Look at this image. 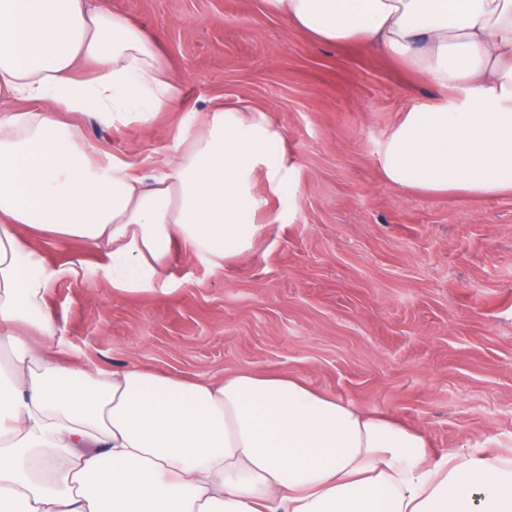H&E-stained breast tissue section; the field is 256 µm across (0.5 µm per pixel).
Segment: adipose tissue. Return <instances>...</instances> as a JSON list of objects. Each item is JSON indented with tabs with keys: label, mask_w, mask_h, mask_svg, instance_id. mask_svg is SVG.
<instances>
[{
	"label": "adipose tissue",
	"mask_w": 512,
	"mask_h": 512,
	"mask_svg": "<svg viewBox=\"0 0 512 512\" xmlns=\"http://www.w3.org/2000/svg\"><path fill=\"white\" fill-rule=\"evenodd\" d=\"M263 2L307 34L361 39L461 94L404 114L383 147L390 184L512 194V0ZM183 97L130 16L92 0H0V99L30 105L0 109V512H512V456L432 451L422 431L298 376L189 380L44 353L56 281L100 275L164 293L177 245L217 270L279 222L269 199L296 173L283 127L250 106L184 111ZM69 112L105 127L178 113L173 156L138 169ZM35 232L104 260L50 263Z\"/></svg>",
	"instance_id": "1"
}]
</instances>
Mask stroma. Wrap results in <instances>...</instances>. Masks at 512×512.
<instances>
[{
    "mask_svg": "<svg viewBox=\"0 0 512 512\" xmlns=\"http://www.w3.org/2000/svg\"><path fill=\"white\" fill-rule=\"evenodd\" d=\"M154 38L185 107L269 112L292 145L282 219L221 271L175 248L164 294L58 280L52 351L81 366L184 378L250 369L422 430L441 452L512 454V195L388 184L382 149L404 112L448 101L409 62L313 41L263 0H102ZM177 113L84 135L131 162L170 152Z\"/></svg>",
    "mask_w": 512,
    "mask_h": 512,
    "instance_id": "1",
    "label": "stroma"
}]
</instances>
